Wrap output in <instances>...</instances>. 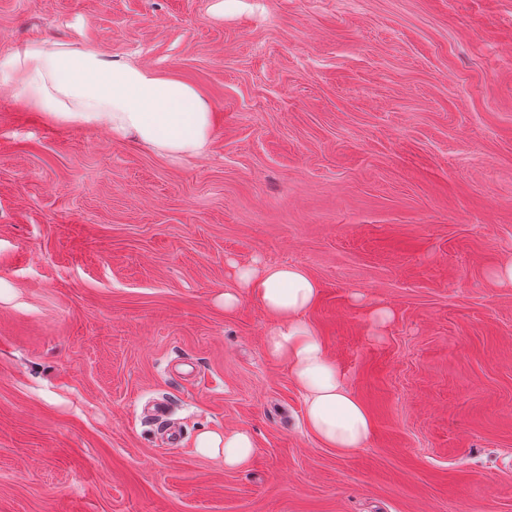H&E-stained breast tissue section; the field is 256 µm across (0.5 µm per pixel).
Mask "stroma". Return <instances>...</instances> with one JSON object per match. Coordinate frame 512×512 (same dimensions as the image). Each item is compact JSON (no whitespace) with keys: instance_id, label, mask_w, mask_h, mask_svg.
<instances>
[{"instance_id":"obj_1","label":"stroma","mask_w":512,"mask_h":512,"mask_svg":"<svg viewBox=\"0 0 512 512\" xmlns=\"http://www.w3.org/2000/svg\"><path fill=\"white\" fill-rule=\"evenodd\" d=\"M213 2L0 0V55L131 57L214 121L177 165L0 94V512H512V0ZM255 258L318 280L359 452L219 305ZM238 428L243 468L194 453ZM146 412L151 420L165 428L169 443L174 444L180 441L181 432L170 420V410L167 402L155 401L147 408Z\"/></svg>"}]
</instances>
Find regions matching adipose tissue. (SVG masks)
<instances>
[{
	"mask_svg": "<svg viewBox=\"0 0 512 512\" xmlns=\"http://www.w3.org/2000/svg\"><path fill=\"white\" fill-rule=\"evenodd\" d=\"M2 86L62 123L107 128L115 139H137L176 162L201 156L211 145L213 113L199 91L137 62L35 41L0 57ZM231 271L235 285L224 292V308L235 310L249 297L272 320L266 352L291 371L303 394L308 432L344 453L364 448L374 433L373 418L303 318L319 299L318 282L301 266L259 259L232 264ZM193 447L228 470L242 467L255 452L245 429L202 431Z\"/></svg>",
	"mask_w": 512,
	"mask_h": 512,
	"instance_id": "ef3b65f1",
	"label": "adipose tissue"
}]
</instances>
